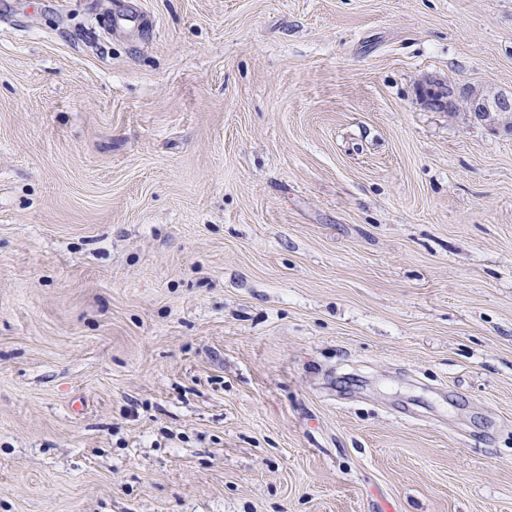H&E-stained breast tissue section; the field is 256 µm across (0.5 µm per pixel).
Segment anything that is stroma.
Masks as SVG:
<instances>
[{
    "label": "stroma",
    "instance_id": "1",
    "mask_svg": "<svg viewBox=\"0 0 512 512\" xmlns=\"http://www.w3.org/2000/svg\"><path fill=\"white\" fill-rule=\"evenodd\" d=\"M512 0H0V512H512ZM428 103L436 109L456 112L462 106L467 112H475L483 118L512 113V92L487 94L473 87H464L457 95L448 89L429 91Z\"/></svg>",
    "mask_w": 512,
    "mask_h": 512
}]
</instances>
